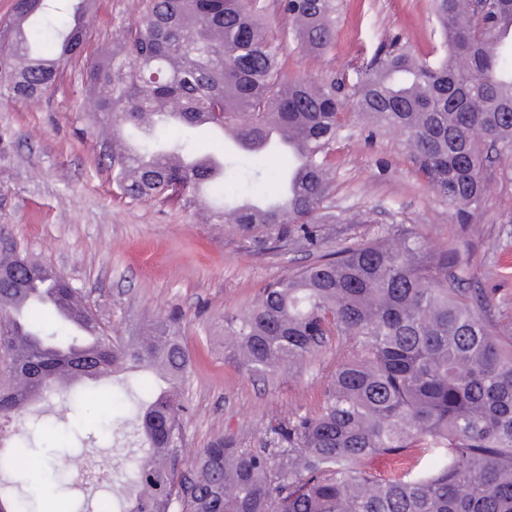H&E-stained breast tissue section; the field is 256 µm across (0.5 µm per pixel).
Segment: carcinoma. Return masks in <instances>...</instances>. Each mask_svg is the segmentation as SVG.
<instances>
[{
  "mask_svg": "<svg viewBox=\"0 0 512 512\" xmlns=\"http://www.w3.org/2000/svg\"><path fill=\"white\" fill-rule=\"evenodd\" d=\"M92 0H14L0 24V96L44 95L87 43ZM294 22L273 34L264 0H152L120 47L90 62L83 83L109 164L125 195L171 201L207 224L317 251L331 188L329 150L343 135L347 96L356 115L404 138L419 172L453 210L457 237L434 249L415 228L349 243L268 284L224 315V335L252 372H293L331 337L353 343L314 415L271 424L264 446L219 434L184 468L182 387L188 354L171 325L114 340L80 289L10 248L0 252V420L59 391L81 405L112 393L106 377L146 386L132 420L140 454L120 512H512V336L492 302L466 285L461 249L488 202V173L512 161V0H432L441 53L419 58L391 41L349 73L313 82L283 72L288 38L323 54L334 42L335 0H279ZM72 23L37 24L53 13ZM228 131L276 192L260 215L236 202L224 152L190 147L186 129ZM92 384L67 385L63 371ZM419 448L427 464L398 478L366 467ZM24 441L0 452V473L21 487ZM37 498L0 493V512H35Z\"/></svg>",
  "mask_w": 512,
  "mask_h": 512,
  "instance_id": "obj_1",
  "label": "carcinoma"
}]
</instances>
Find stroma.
Returning <instances> with one entry per match:
<instances>
[{
    "label": "stroma",
    "mask_w": 512,
    "mask_h": 512,
    "mask_svg": "<svg viewBox=\"0 0 512 512\" xmlns=\"http://www.w3.org/2000/svg\"><path fill=\"white\" fill-rule=\"evenodd\" d=\"M150 0H94L83 54L42 97L0 98V250L17 247L63 271L110 333L136 336L149 325L174 320L191 367L183 388L190 412L183 421L187 457L219 433L243 447L265 440L269 421L317 413L330 372L351 344L333 339L326 350L292 373L260 378L224 346V316L246 309L260 288L313 263L316 253L294 246L263 249L276 232L265 226L242 233L204 223L174 203L135 201L116 185L104 142L92 133L84 108L87 63L123 42ZM431 0H337L332 50L313 57L289 43V80H324L370 58L393 37L419 56L437 54ZM335 169L326 201L338 221L326 225L324 251L345 241L371 240L393 226L416 227L436 248L457 226L420 174L403 140L388 133L367 139L351 123L332 147ZM479 235L463 260L489 291L502 327L512 326V179L489 176ZM370 212L368 224L347 216ZM126 404L96 400L71 414L66 447L101 461L121 482L134 451L129 430L113 425ZM31 473L47 485L43 512H120L119 498L99 486H74L54 475L46 458L32 457Z\"/></svg>",
    "instance_id": "obj_1"
}]
</instances>
